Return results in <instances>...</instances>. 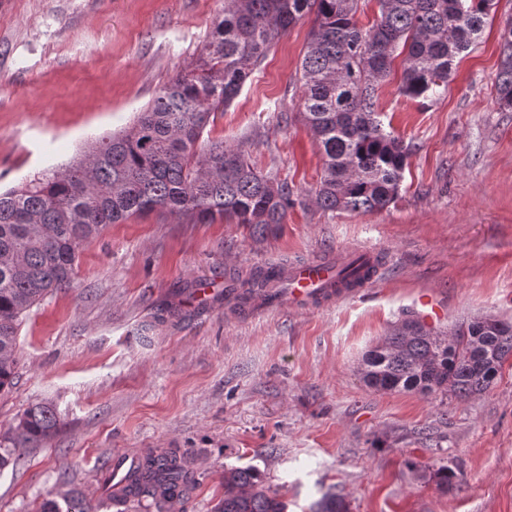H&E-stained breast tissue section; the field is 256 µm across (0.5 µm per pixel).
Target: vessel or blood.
<instances>
[{
	"mask_svg": "<svg viewBox=\"0 0 512 512\" xmlns=\"http://www.w3.org/2000/svg\"><path fill=\"white\" fill-rule=\"evenodd\" d=\"M365 249H356L338 253L336 257L312 259L285 269H278L276 264H269V271H281L284 286L277 289L272 299L256 296L240 308L243 317L282 306L308 310L315 304L337 302L345 298L358 296V289L339 288L335 285L336 269L351 264L359 259L369 258Z\"/></svg>",
	"mask_w": 512,
	"mask_h": 512,
	"instance_id": "b4317fda",
	"label": "vessel or blood"
}]
</instances>
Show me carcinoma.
<instances>
[{
  "label": "carcinoma",
  "instance_id": "1",
  "mask_svg": "<svg viewBox=\"0 0 512 512\" xmlns=\"http://www.w3.org/2000/svg\"><path fill=\"white\" fill-rule=\"evenodd\" d=\"M379 19L355 21L359 0H224V16L198 58L164 84L133 123L104 133L84 157L46 169L0 192V394L18 377L15 348L22 315L47 295L71 285L78 251L110 224L158 211L185 224H240L253 233L284 222L294 205L288 183L263 173L245 153L222 141L202 140L215 113L234 100L276 41L308 14L314 26L301 60L303 95L298 116L324 155L315 203L325 211L369 213L398 196L407 147L384 130L378 90L393 61L403 58L401 92L412 98L445 93L457 58L477 41L492 0H378ZM496 74L497 103L512 110V19L502 35ZM378 261L337 272L352 288L377 273ZM267 288L262 268L244 280ZM512 358V322L483 316L451 333L434 332L406 318L363 356L358 369L376 392L451 394L489 392ZM60 430L47 403L28 408L0 431V472L15 468L20 449L41 448ZM175 448L139 459L147 479L134 496L153 512H176L196 480ZM430 477L446 488L459 481L447 464ZM60 506L40 512H93L72 491ZM279 491L252 467L224 469V497L214 512H287ZM313 512H348L325 495Z\"/></svg>",
  "mask_w": 512,
  "mask_h": 512
}]
</instances>
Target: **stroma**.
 Masks as SVG:
<instances>
[{
    "instance_id": "obj_1",
    "label": "stroma",
    "mask_w": 512,
    "mask_h": 512,
    "mask_svg": "<svg viewBox=\"0 0 512 512\" xmlns=\"http://www.w3.org/2000/svg\"><path fill=\"white\" fill-rule=\"evenodd\" d=\"M223 12L224 0H0V190L127 127ZM510 17L512 0H493L439 97L401 94L394 66L379 113L407 165L398 198L372 213L314 204L323 156L296 117L311 18L281 37L207 133L287 182L294 207L262 237L153 213L81 247L71 285L26 313L20 377L0 396V430L38 402L62 428L0 473V512H38L73 489L117 512L104 488L113 456L162 448L197 479L182 512H213L225 468L249 465L288 512H311L330 490L349 512H512V360L468 400L375 392L357 376L421 293L446 306L442 331L512 320V112L495 90ZM357 248L380 260L373 283L329 307L240 319L178 303L184 289H220L271 262ZM433 463L461 481L437 486Z\"/></svg>"
}]
</instances>
